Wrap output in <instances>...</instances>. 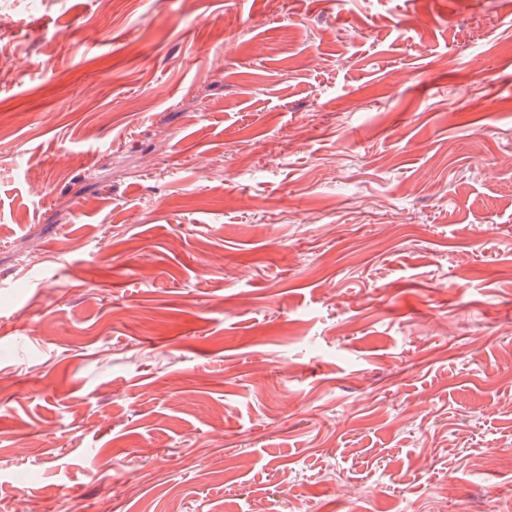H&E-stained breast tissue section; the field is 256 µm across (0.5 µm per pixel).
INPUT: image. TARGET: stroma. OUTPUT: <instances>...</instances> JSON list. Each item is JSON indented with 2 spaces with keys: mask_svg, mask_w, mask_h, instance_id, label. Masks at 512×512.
<instances>
[{
  "mask_svg": "<svg viewBox=\"0 0 512 512\" xmlns=\"http://www.w3.org/2000/svg\"><path fill=\"white\" fill-rule=\"evenodd\" d=\"M508 153L512 0H0V512H512Z\"/></svg>",
  "mask_w": 512,
  "mask_h": 512,
  "instance_id": "35a3bbf8",
  "label": "stroma"
}]
</instances>
